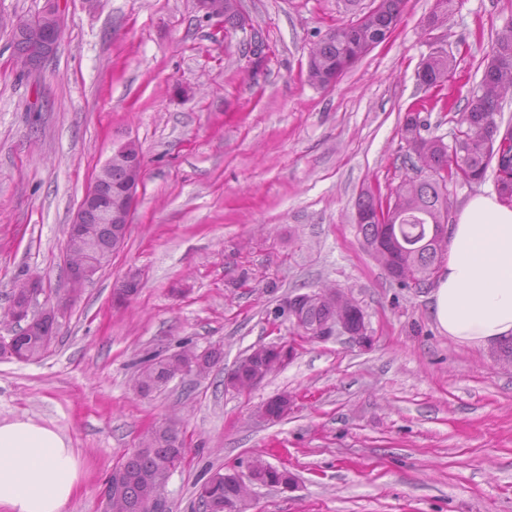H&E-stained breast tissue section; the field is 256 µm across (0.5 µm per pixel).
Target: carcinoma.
Instances as JSON below:
<instances>
[{"mask_svg":"<svg viewBox=\"0 0 512 512\" xmlns=\"http://www.w3.org/2000/svg\"><path fill=\"white\" fill-rule=\"evenodd\" d=\"M406 0H381L380 9L370 15L358 14L356 19L329 27L312 48L313 58L306 67L307 81L318 87L329 85L327 76L340 75L350 65L365 57L374 45L384 42L392 33L404 10ZM455 65L446 53H430L421 63L418 85L435 94L422 100L420 108L409 109L400 129L401 141L406 147L405 159L412 161L416 155L424 156L429 168L435 172L455 165V180L477 182L484 178L492 161L497 158L500 142H510L507 153L512 167V128L501 129L496 116L501 112L503 95L512 90V21L497 33L488 62L480 82L473 89L464 106L457 132L452 143L441 137L426 138L421 129L426 125L423 112L436 107H446L441 91L454 74ZM393 206L387 221L379 224L372 220L373 198L363 191L356 207L361 223L359 231L366 249L383 246L390 258L380 262L393 280L404 288H424L429 280H407L413 270L433 273L441 262L435 238L448 229L450 201L448 182L437 177H410L392 191ZM299 319L313 328L328 320L336 319L335 292L322 290L321 296L299 306ZM58 320L41 319L31 325H20L13 334L8 348L0 349L1 358L28 362L39 359L56 339ZM223 358V351L212 347L201 352L185 346L169 355L152 354L140 359L135 378L139 390L150 395L164 389L179 375L209 372ZM285 367L283 348L264 347L254 350L249 360H240L224 378V385L239 392L250 390L254 379L263 378ZM292 396L283 392L264 403L269 419H280L288 414ZM185 455L181 437L180 419L173 417L168 423L149 431L140 440L139 448L124 455L126 481L123 499L112 502V512H140L156 488L150 482L155 474L168 469L177 456ZM252 475L261 486L278 487L288 484L290 472L279 469L256 456L250 460ZM239 494L235 469H219L195 490L197 512H225Z\"/></svg>","mask_w":512,"mask_h":512,"instance_id":"1","label":"carcinoma"}]
</instances>
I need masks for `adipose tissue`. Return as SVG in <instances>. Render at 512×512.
Here are the masks:
<instances>
[{"mask_svg":"<svg viewBox=\"0 0 512 512\" xmlns=\"http://www.w3.org/2000/svg\"><path fill=\"white\" fill-rule=\"evenodd\" d=\"M430 312L441 332L468 347L512 340V205L471 196L448 229ZM81 465L69 440L32 419L0 421V512H64Z\"/></svg>","mask_w":512,"mask_h":512,"instance_id":"obj_1","label":"adipose tissue"}]
</instances>
